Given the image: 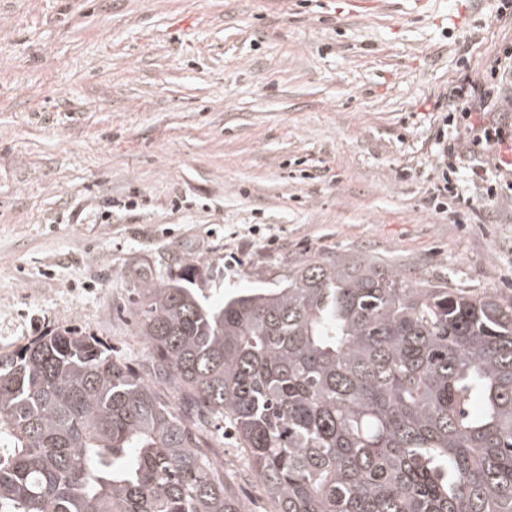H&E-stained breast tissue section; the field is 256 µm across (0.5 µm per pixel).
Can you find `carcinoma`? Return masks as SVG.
<instances>
[{
  "mask_svg": "<svg viewBox=\"0 0 512 512\" xmlns=\"http://www.w3.org/2000/svg\"><path fill=\"white\" fill-rule=\"evenodd\" d=\"M203 282L139 288L140 372L70 329L0 352V512H241L225 421L273 512H512V298L367 257Z\"/></svg>",
  "mask_w": 512,
  "mask_h": 512,
  "instance_id": "1",
  "label": "carcinoma"
}]
</instances>
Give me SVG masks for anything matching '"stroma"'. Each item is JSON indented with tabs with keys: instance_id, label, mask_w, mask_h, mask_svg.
Returning a JSON list of instances; mask_svg holds the SVG:
<instances>
[{
	"instance_id": "obj_1",
	"label": "stroma",
	"mask_w": 512,
	"mask_h": 512,
	"mask_svg": "<svg viewBox=\"0 0 512 512\" xmlns=\"http://www.w3.org/2000/svg\"><path fill=\"white\" fill-rule=\"evenodd\" d=\"M501 3L0 0V350L74 328L140 368L134 290L189 263L213 299L314 256L512 296V200L463 163L478 223L429 203L435 104L512 42Z\"/></svg>"
}]
</instances>
